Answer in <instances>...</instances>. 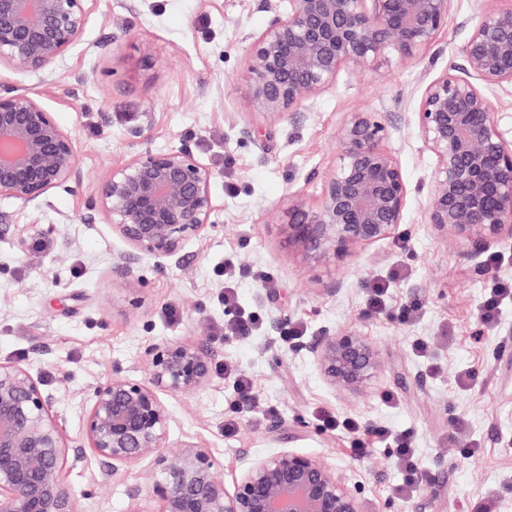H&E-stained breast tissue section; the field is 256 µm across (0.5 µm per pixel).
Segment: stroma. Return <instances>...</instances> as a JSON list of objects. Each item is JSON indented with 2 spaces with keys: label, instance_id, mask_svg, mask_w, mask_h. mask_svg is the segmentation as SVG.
<instances>
[{
  "label": "stroma",
  "instance_id": "obj_1",
  "mask_svg": "<svg viewBox=\"0 0 512 512\" xmlns=\"http://www.w3.org/2000/svg\"><path fill=\"white\" fill-rule=\"evenodd\" d=\"M275 0H96L78 45L46 73L0 68V81L36 94L79 146V179L22 207L1 199L0 360L21 361L53 399L62 430L79 436L92 388L120 374L145 376L146 350L173 340L213 351L209 382L169 396L170 446L191 441L217 458L225 482L247 459L283 448L328 457L355 486L366 512H472L476 498L512 512V302L482 323L489 290L512 281V242L489 251L478 271L468 246L423 224L435 160L415 123L427 84L462 62L461 47L481 13L507 0H452L447 26L421 56L363 74L342 69L298 118L241 109L247 47L271 21ZM377 113L384 145L400 159L408 196L395 238L356 245L330 268L287 254L270 215L293 195L314 199L336 162V130L348 113ZM188 142L210 164L218 206L214 229L188 244L180 263L137 264L123 280L112 265L125 245L91 214L103 178L138 151ZM268 271L273 287L241 276L224 305L225 261ZM392 278L389 312L368 313V285ZM418 303L404 322V305ZM257 308L260 329L224 336L234 311ZM308 336L352 331L379 351L370 386L331 387L306 351L283 344L288 323ZM428 340V359L413 352ZM253 379L256 400L241 406L229 369ZM473 374L474 385L462 384ZM394 397L383 401L384 394ZM355 416L409 430L427 477L398 494L392 449L366 459L325 415ZM236 425L234 434L225 423ZM139 467L101 473L92 452L67 465L64 483L79 512H128Z\"/></svg>",
  "mask_w": 512,
  "mask_h": 512
}]
</instances>
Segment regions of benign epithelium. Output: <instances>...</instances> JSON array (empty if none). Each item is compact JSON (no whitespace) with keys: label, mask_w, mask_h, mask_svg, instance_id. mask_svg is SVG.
Wrapping results in <instances>:
<instances>
[{"label":"benign epithelium","mask_w":512,"mask_h":512,"mask_svg":"<svg viewBox=\"0 0 512 512\" xmlns=\"http://www.w3.org/2000/svg\"><path fill=\"white\" fill-rule=\"evenodd\" d=\"M96 0H0V66L36 74L80 40ZM450 0H279L248 49L246 110L295 117L341 69L377 72L415 58L448 25ZM464 64L425 88L416 122L435 158L425 223L451 231L482 255L512 239V141L484 85H512V7L479 16ZM375 112H351L336 131V165L315 199L297 197L276 223L285 249L328 267L353 245L396 236L408 184L383 146ZM79 152L28 89L0 85V198L21 206L77 177ZM214 169L182 143L146 149L112 169L91 208L128 250L116 269L128 277L142 256L180 262L189 241L214 225ZM335 388L357 391L378 372V352L356 333L324 332L300 344ZM143 380L114 375L96 386L80 436H66L41 380L19 361H0V512H78L64 485L67 464L89 448L102 472L141 467L136 501L153 512H364L357 491L327 458L284 448L246 462L226 485L214 456L191 442L168 456L166 395H189L212 374L211 348L175 341L146 350Z\"/></svg>","instance_id":"1"}]
</instances>
